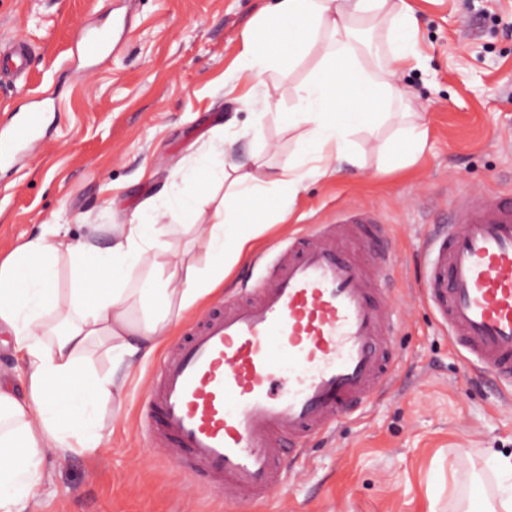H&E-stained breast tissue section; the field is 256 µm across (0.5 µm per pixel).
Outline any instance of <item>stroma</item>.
<instances>
[{"label": "stroma", "mask_w": 512, "mask_h": 512, "mask_svg": "<svg viewBox=\"0 0 512 512\" xmlns=\"http://www.w3.org/2000/svg\"><path fill=\"white\" fill-rule=\"evenodd\" d=\"M269 2L0 0V44L23 38L34 47L27 91L0 82V119L29 91L55 97L58 110L36 154L0 171V255L47 226L108 247L110 226L134 223L146 201L165 202L183 171L194 174L181 183L184 194L209 216L207 152L225 135L238 138L237 161L257 154L286 163L299 131L272 115L253 131L241 101H261L267 91L288 111L320 56L310 52L258 79L240 75L243 35ZM406 2L417 19L419 65L397 82L403 108L424 116L422 155L378 178L391 127L355 135L362 165L304 180L286 222L255 241L256 251L270 254L307 225L334 223L341 208L379 210L395 275L392 388L307 449L287 492L228 503L194 490L141 432L160 358L152 353L102 412L104 448L64 457L45 450L47 479L24 512H480L474 484L486 482L491 499L499 480L512 478V405L492 375L465 366L419 287L427 234L455 192H512V0ZM116 16L128 22L124 34L107 60L86 68L83 31L111 26ZM262 272L242 261L221 292L175 322L171 339Z\"/></svg>", "instance_id": "obj_1"}]
</instances>
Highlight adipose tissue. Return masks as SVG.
I'll list each match as a JSON object with an SVG mask.
<instances>
[{
  "instance_id": "1",
  "label": "adipose tissue",
  "mask_w": 512,
  "mask_h": 512,
  "mask_svg": "<svg viewBox=\"0 0 512 512\" xmlns=\"http://www.w3.org/2000/svg\"><path fill=\"white\" fill-rule=\"evenodd\" d=\"M375 21L387 23L391 50L385 65L371 68L353 32ZM416 25L404 0H274L264 8L261 29L244 37L240 71L256 78L271 67L266 43L279 30L288 35L289 59L317 45L324 68L296 87L295 105L283 116L302 132L291 161L247 167L226 158L208 171L224 195L208 223L191 227L204 242V263L186 261L154 235L162 212L151 202L145 221L115 225L107 248L43 233L0 259V324L11 329L27 363L22 388L0 384V512L38 495L45 449L101 446L98 408L120 398L135 362L249 256L264 231L267 200H277V219L285 221L306 174L335 177L342 162L356 159L353 135L392 119V102L404 97L395 76L416 58ZM63 264L71 288L62 301L56 280ZM102 279L107 288H96ZM94 348L109 357V373L98 374L88 361Z\"/></svg>"
}]
</instances>
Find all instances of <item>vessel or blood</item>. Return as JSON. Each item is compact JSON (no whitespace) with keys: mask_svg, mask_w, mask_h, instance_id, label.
I'll return each mask as SVG.
<instances>
[{"mask_svg":"<svg viewBox=\"0 0 512 512\" xmlns=\"http://www.w3.org/2000/svg\"><path fill=\"white\" fill-rule=\"evenodd\" d=\"M24 39L0 48V68L25 76ZM11 112L0 124V160L35 135L48 110ZM386 226L372 209L343 211L281 247L243 297L188 326L160 361L144 428L195 477L197 489L230 502L265 501L286 489L284 453L365 407L390 384V260L374 269L343 242L379 250ZM426 302L477 369L512 387V194L458 191L434 235L422 283Z\"/></svg>","mask_w":512,"mask_h":512,"instance_id":"b4317fda","label":"vessel or blood"}]
</instances>
